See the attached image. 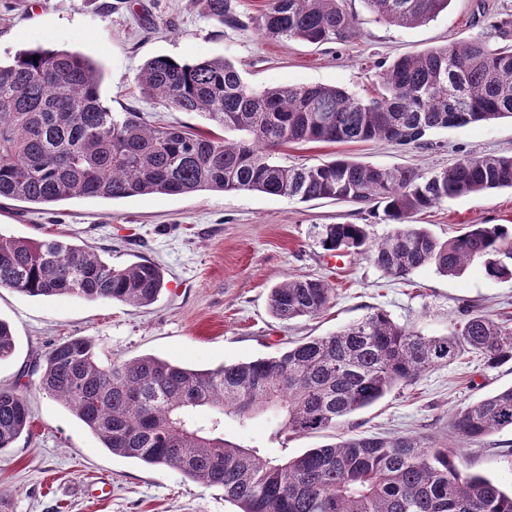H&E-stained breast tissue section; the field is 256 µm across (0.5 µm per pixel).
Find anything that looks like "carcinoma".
Returning <instances> with one entry per match:
<instances>
[{
    "instance_id": "cac0c4a2",
    "label": "carcinoma",
    "mask_w": 512,
    "mask_h": 512,
    "mask_svg": "<svg viewBox=\"0 0 512 512\" xmlns=\"http://www.w3.org/2000/svg\"><path fill=\"white\" fill-rule=\"evenodd\" d=\"M209 19L238 24L231 0H190ZM450 0H363L379 19L414 27ZM343 0H268L256 19L263 39L343 41L355 31ZM377 94L360 98L329 86L248 89L224 59L147 61L137 76L145 98L199 112L237 138L162 126L137 110L114 112L100 99V73L67 50L29 49L0 63V198L50 205L74 198L123 199L197 191H250L301 202L320 199L382 209L392 225L375 237L367 224H326L320 243L363 255L387 276L422 267L458 276L478 264L512 278V233L469 224L446 240L414 217L450 198L512 188V155H470L422 173L338 157L310 166L274 160L288 143L386 141L418 145L428 131L512 118V15L471 39L381 64ZM164 285L149 261L116 267L94 250L55 238L0 235V288L30 297L74 295L132 307L157 301ZM334 289L293 277L271 289L280 320L319 315ZM89 337H71L44 355L39 386L62 403L111 454L178 469L219 488L240 512H512V493L465 471L439 435H353L282 460L224 435L261 414L275 435L311 434L446 366L465 352L491 365L512 360V321L471 311L444 336H424L377 309L328 336L277 356L194 370L152 357L103 363ZM15 338L0 320V361ZM212 419L195 422L194 410ZM26 398L0 388V451L28 429ZM512 429V386L459 410L458 448Z\"/></svg>"
}]
</instances>
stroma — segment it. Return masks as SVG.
<instances>
[{
	"mask_svg": "<svg viewBox=\"0 0 512 512\" xmlns=\"http://www.w3.org/2000/svg\"><path fill=\"white\" fill-rule=\"evenodd\" d=\"M266 0H231L239 23L209 20L189 0H0V59L17 51L66 49L101 71L100 97L113 111L135 109L162 123L201 132L212 123L144 98L136 76L150 59L233 63L252 90L336 86L366 96L379 84L378 64L470 39L492 17L512 14V0H450L435 19L414 28L379 21L363 0H346L356 36L309 44L263 40L256 19ZM465 154L512 155V119L430 131L422 147L384 141L289 144L275 155L285 165H313L347 156L381 166L429 172ZM438 238L469 224L512 230V189L449 199L416 217ZM325 224L390 229L367 207L329 199L299 202L259 192L199 191L119 200L74 198L50 206L0 199V233L28 239L55 236L94 248L115 266L148 260L164 273L157 302L133 308L109 300L60 295L29 297L0 288V319L13 329L14 355L0 361V387L27 398L32 423L0 451V512H235L224 493L170 467H146L112 455L67 408L38 387V367L55 343L95 340L102 361L151 355L195 369L278 355L290 342L324 336L374 310L425 336L447 334L465 310L492 319L512 315V278H488L480 266L457 277L423 267L399 280L364 256L343 255L336 268L318 232ZM292 276L320 278L336 293L314 318L273 317L268 295ZM512 386V361L490 366L467 353L394 389L372 406L317 434L274 437L263 415L242 426L226 419L227 438L287 459L357 433L386 436L449 432L454 413ZM468 472L512 489V429L480 447L459 449Z\"/></svg>",
	"mask_w": 512,
	"mask_h": 512,
	"instance_id": "1",
	"label": "stroma"
}]
</instances>
